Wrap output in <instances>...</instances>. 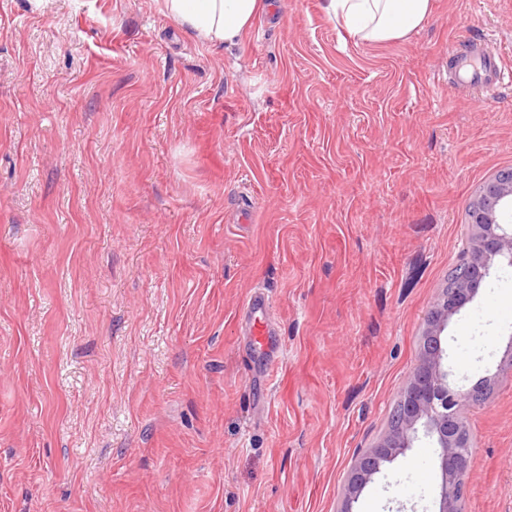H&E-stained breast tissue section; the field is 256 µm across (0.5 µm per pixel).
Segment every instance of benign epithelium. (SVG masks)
Instances as JSON below:
<instances>
[{
    "label": "benign epithelium",
    "instance_id": "benign-epithelium-1",
    "mask_svg": "<svg viewBox=\"0 0 512 512\" xmlns=\"http://www.w3.org/2000/svg\"><path fill=\"white\" fill-rule=\"evenodd\" d=\"M512 209V173H498L480 187L470 209L473 232L464 247L470 275L459 287L436 298L426 320L419 362L401 393V416L373 448L352 466L345 489V507L381 472L423 439L439 450L442 472L439 512H462L463 477L472 455L473 440L465 433L467 408L485 401L496 375L463 389L455 386L445 365L442 342L450 320L472 302L482 282L501 266H512V224L502 222Z\"/></svg>",
    "mask_w": 512,
    "mask_h": 512
}]
</instances>
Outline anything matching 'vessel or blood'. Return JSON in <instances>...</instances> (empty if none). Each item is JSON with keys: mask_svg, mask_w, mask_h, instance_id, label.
<instances>
[{"mask_svg": "<svg viewBox=\"0 0 512 512\" xmlns=\"http://www.w3.org/2000/svg\"><path fill=\"white\" fill-rule=\"evenodd\" d=\"M448 70L458 93L477 107L512 80V65L484 39L471 41L468 50L463 52L451 47ZM272 310L269 296L256 291L247 297L237 317L243 335L249 338L252 365L261 368L269 379L276 372L280 354Z\"/></svg>", "mask_w": 512, "mask_h": 512, "instance_id": "1", "label": "vessel or blood"}]
</instances>
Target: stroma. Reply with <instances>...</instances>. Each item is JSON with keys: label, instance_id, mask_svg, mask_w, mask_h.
<instances>
[{"label": "stroma", "instance_id": "1", "mask_svg": "<svg viewBox=\"0 0 512 512\" xmlns=\"http://www.w3.org/2000/svg\"><path fill=\"white\" fill-rule=\"evenodd\" d=\"M214 47L161 0H0V512H340L512 168V86H448L463 34L512 54V0H433L357 44L322 0H271ZM254 222L235 223L242 200ZM273 303L271 382L236 316ZM512 277L450 321L473 406L464 512H512ZM427 443L353 512H438Z\"/></svg>", "mask_w": 512, "mask_h": 512}]
</instances>
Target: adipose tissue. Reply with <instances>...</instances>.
<instances>
[{"mask_svg": "<svg viewBox=\"0 0 512 512\" xmlns=\"http://www.w3.org/2000/svg\"><path fill=\"white\" fill-rule=\"evenodd\" d=\"M164 13L195 39L212 46L243 45L268 0H162ZM327 17L355 42L401 41L422 26L432 0H325Z\"/></svg>", "mask_w": 512, "mask_h": 512, "instance_id": "1", "label": "adipose tissue"}]
</instances>
